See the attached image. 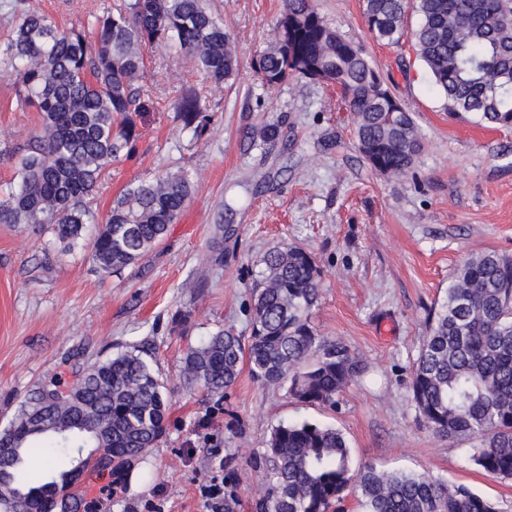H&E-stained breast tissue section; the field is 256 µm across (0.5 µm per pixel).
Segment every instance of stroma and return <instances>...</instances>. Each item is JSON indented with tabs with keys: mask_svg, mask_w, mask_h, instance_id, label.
Wrapping results in <instances>:
<instances>
[{
	"mask_svg": "<svg viewBox=\"0 0 512 512\" xmlns=\"http://www.w3.org/2000/svg\"><path fill=\"white\" fill-rule=\"evenodd\" d=\"M123 3L30 0L62 29ZM314 5L365 47L411 112L424 148L406 175L364 161L354 115L335 86L261 83L253 63L276 39L283 0H207L230 33L238 75L210 82L167 47L147 49L140 136L113 162L93 204L106 215L140 178L188 170L193 197L164 241L134 266L103 273L86 241L66 248L43 225L0 224V426L36 385L69 381L71 364L132 347L148 350L167 389L168 428L158 445L118 484L90 478L88 497L104 512H212L199 489L229 475L235 512H255L265 486L251 461L264 455L273 428L299 422L340 430L354 465L426 473L512 512V480L474 465L470 441L436 435L409 392L428 318L456 266L488 250L512 254V128L447 111L410 38L389 46L371 36L364 0ZM190 88L212 110L199 139L173 109ZM264 125L277 127L274 141L252 139ZM38 128L37 113L16 108L0 74V144L25 148ZM288 245L308 249L320 271L314 330L344 343L363 373L332 407L296 402L246 369L220 395L189 387L187 349L222 328L250 334L259 261Z\"/></svg>",
	"mask_w": 512,
	"mask_h": 512,
	"instance_id": "35a3bbf8",
	"label": "stroma"
}]
</instances>
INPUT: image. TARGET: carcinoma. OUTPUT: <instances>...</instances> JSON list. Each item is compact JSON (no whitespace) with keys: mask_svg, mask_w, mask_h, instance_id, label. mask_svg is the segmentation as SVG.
Segmentation results:
<instances>
[{"mask_svg":"<svg viewBox=\"0 0 512 512\" xmlns=\"http://www.w3.org/2000/svg\"><path fill=\"white\" fill-rule=\"evenodd\" d=\"M416 55L448 111L478 114L512 126V0H365L364 17L377 41L397 45L409 10ZM14 21L0 67L13 80L16 108L36 112L40 132L14 161V178L0 199V224H42L61 243L85 237L104 271L144 258L164 239L193 192L180 170L138 180L120 194L104 220L91 200L112 160L139 138L145 111V49H178L216 83L235 77L238 59L224 19L204 0H126L105 7L88 26L61 30L28 0H15ZM277 37L254 70L266 85L327 74L356 114L359 152L382 174L405 175L422 149L411 113L392 112L376 99L374 67L363 48L340 35L312 0H284ZM183 127L199 139L211 121L195 90L175 106ZM252 288L251 333L219 330L183 358L189 383L214 395L230 388L242 364L262 383L286 387L307 405L333 406L363 371L341 342L315 333L309 312L319 275L307 250L273 248L260 260ZM133 349L71 371L64 386L42 384L18 403L0 429V512L36 509L70 488L72 473L120 476L146 456L167 430L165 386ZM410 392L422 421L436 434L475 440L471 461L485 473L512 479V255L495 250L465 257L446 298L428 323L414 362ZM91 452L48 480L20 479L34 459L62 457L73 442ZM264 464L265 492L256 512H340L350 493L362 512H500L464 486L425 474L352 468L344 435L330 426L281 424L271 433Z\"/></svg>","mask_w":512,"mask_h":512,"instance_id":"carcinoma-1","label":"carcinoma"}]
</instances>
